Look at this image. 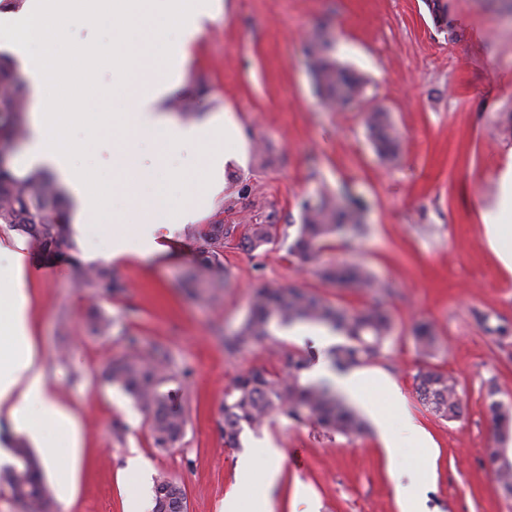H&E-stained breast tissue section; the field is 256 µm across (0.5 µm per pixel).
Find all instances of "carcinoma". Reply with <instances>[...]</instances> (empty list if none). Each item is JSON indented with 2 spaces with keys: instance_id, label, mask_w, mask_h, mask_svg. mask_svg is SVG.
I'll use <instances>...</instances> for the list:
<instances>
[{
  "instance_id": "1",
  "label": "carcinoma",
  "mask_w": 512,
  "mask_h": 512,
  "mask_svg": "<svg viewBox=\"0 0 512 512\" xmlns=\"http://www.w3.org/2000/svg\"><path fill=\"white\" fill-rule=\"evenodd\" d=\"M433 20L448 35L455 37L448 3L426 0ZM310 66L326 101L339 110H346L360 96L364 80L323 54V48H307ZM26 85L17 66L9 56L0 54V149L23 137L26 128ZM375 145L384 156H392L398 140L387 113L375 110L365 117ZM72 204L54 174L38 170L25 175L13 166L0 167V224L38 243L46 250L71 247L73 229ZM302 224L289 246V252L304 263L316 260L320 243L334 235L354 238L362 234L365 224L361 210L326 196L305 199L301 203ZM231 228L212 224L197 232L198 262L189 276V284L197 288H222L227 275L221 260L224 236ZM280 228L276 224H251L244 240L252 249L276 241ZM320 279L328 283L350 284L369 288L381 295L386 287L379 285L371 273L359 265H328L318 270ZM75 279L81 288H89L99 296H110L124 284L110 268L99 264L86 268L76 265ZM292 325L297 322L323 324L345 336L346 341L331 350L333 366L339 371L375 360L382 355L384 343L391 333L392 322L387 312L376 305L350 313L324 302L300 288L266 286L256 291L250 313L240 330L224 340L230 353L259 343L269 336L271 322ZM417 347L424 356L437 349L438 336L428 323H418L413 329ZM309 359L304 355L288 356V374L272 375L264 367H252L243 372L232 391L224 397V447L240 446L244 427L258 428L272 413L278 412L297 422L314 420L329 434L344 437L360 435L367 430L362 417L330 387L303 382ZM105 379L120 386L150 415V430L154 447L171 448L183 435L185 418L177 395L165 389L171 379L167 365L152 353L134 351L122 360L110 363ZM417 392L422 404L435 415L453 420L458 417L460 398L456 382L432 369L419 372ZM489 390L488 409L496 427L509 428L512 411L494 399ZM16 463L0 469V483L5 485L12 501L21 512H55L52 494L47 487L39 459L32 450L19 444L13 449ZM494 480L506 497H512V463L502 461V449H486ZM178 482L161 475L154 481L152 512L165 504Z\"/></svg>"
}]
</instances>
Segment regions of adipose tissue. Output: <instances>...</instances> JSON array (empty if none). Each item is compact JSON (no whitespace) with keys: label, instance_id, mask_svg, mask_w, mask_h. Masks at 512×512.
Here are the masks:
<instances>
[{"label":"adipose tissue","instance_id":"adipose-tissue-1","mask_svg":"<svg viewBox=\"0 0 512 512\" xmlns=\"http://www.w3.org/2000/svg\"><path fill=\"white\" fill-rule=\"evenodd\" d=\"M220 0H26L21 12H0V40L7 41L12 53L27 70L29 84L36 99H44L49 85L64 76L62 64L74 50L67 37L68 26L78 21L88 24L107 22L112 31V73L115 80L109 96L118 106L116 113L91 114L83 107L86 88L97 81L96 66L100 56L94 45L78 50L88 60L79 78L71 84L68 98L58 107L36 113L30 131L27 168H41L54 173L66 185L72 198L85 201L90 195L105 199L109 188L123 189L134 199L126 219L125 233L117 234L113 256L126 252L128 236L140 241L141 256L158 251L154 233L160 226L190 224L196 219L193 207H174L164 193L147 200L137 199L139 183L153 179V170L142 165L131 139L151 140L162 137L164 145L196 144L205 154L208 177L206 193L224 187L227 162L242 160L244 152L225 150L224 139H235L237 122L229 112L203 117L199 122L184 124L167 115V101L176 94L177 84L159 80L151 70L132 71L126 49L140 43L144 53L160 49L171 68L184 70L191 50L215 18ZM153 20L151 39L140 36L145 20ZM177 28L179 36L172 44L161 39L164 25ZM74 123L85 124L90 136L109 125L124 137L117 152L118 168L111 181L90 184L79 174L73 158L78 144L54 139L47 131ZM502 196L498 213L491 217L485 230L501 263L512 270V225L505 216L512 214V168L500 177ZM27 270L23 257L5 275L7 285L0 289V412L17 433L25 435L39 448L51 479L60 495H67L73 473L62 462L60 450L48 441L54 431L76 443V424L65 408L54 401L47 388L30 325V299L24 288Z\"/></svg>","mask_w":512,"mask_h":512}]
</instances>
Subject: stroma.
Masks as SVG:
<instances>
[{
    "label": "stroma",
    "instance_id": "35a3bbf8",
    "mask_svg": "<svg viewBox=\"0 0 512 512\" xmlns=\"http://www.w3.org/2000/svg\"><path fill=\"white\" fill-rule=\"evenodd\" d=\"M226 9L201 34L184 73L161 55L148 58L161 80L184 78L192 111H229L246 145L243 163L227 166L224 189L193 224L159 227L164 252L143 260L109 258L112 228L125 222L128 196L109 193L97 223L74 225V246L43 252L0 225V269L23 251L36 276L27 280L32 333L50 395L78 420L81 450L69 501L56 512H126L141 494L151 512L158 474L184 489L187 512H224L233 499L252 512L264 497L262 480L242 487L237 461L266 443L258 471L275 469V512H402L401 494L418 495L421 512H512L495 483L485 450L502 443L512 457V435L499 437L488 392L512 408V272L489 244L484 216L497 208L501 173L512 165V19L496 0H449L458 36L438 29L425 0H223ZM325 43L326 55L366 82L365 95L339 112L316 91L305 48ZM388 112L399 138L396 156H379L365 112ZM81 146L78 171L111 177L117 143L104 132L84 148L83 126L65 129ZM151 168L176 173L167 185L176 204L184 184L204 178L199 147L171 148L137 141ZM327 193L363 207L364 236L326 241L316 262L289 253V238L254 251L243 249L248 225L300 224L302 198ZM231 224L224 239L223 288L197 297L182 282L197 257L196 232ZM107 264L121 292L94 297L75 283V267ZM361 265L391 288L385 299L353 286L322 282L316 269ZM293 286L353 311L382 304L392 320L384 354L365 371L386 378L400 405L362 391L353 407L367 431L328 437L313 421L272 414L263 427L244 430L241 445L224 446V395L247 369L288 373V358L313 354L337 378L330 351L334 331L295 336L271 324L264 341L230 353L225 338L248 317L256 289ZM113 321L108 335L88 330L93 314ZM433 324L439 348L421 356L413 328ZM166 355L186 425L173 448H155L148 413L118 385L104 380L111 362L131 348ZM432 367L458 381L463 412L453 420L426 410L415 394L419 369ZM397 438L387 449L375 413ZM412 419L430 448L417 447L402 428ZM138 459L141 476L128 471Z\"/></svg>",
    "mask_w": 512,
    "mask_h": 512
}]
</instances>
